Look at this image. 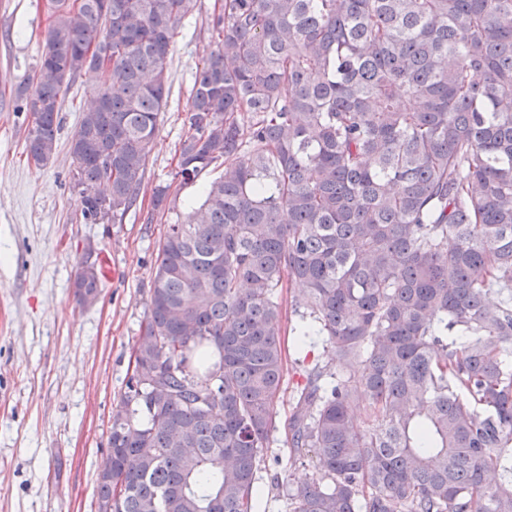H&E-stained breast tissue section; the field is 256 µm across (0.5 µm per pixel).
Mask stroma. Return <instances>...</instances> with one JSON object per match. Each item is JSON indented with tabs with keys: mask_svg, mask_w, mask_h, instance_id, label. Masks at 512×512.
Here are the masks:
<instances>
[{
	"mask_svg": "<svg viewBox=\"0 0 512 512\" xmlns=\"http://www.w3.org/2000/svg\"><path fill=\"white\" fill-rule=\"evenodd\" d=\"M214 8L215 0H196L175 38L168 102L135 206L116 223L83 224L69 186V142L100 76L86 70L65 86L57 151L45 167L28 162L31 114L16 89L40 61L49 19L45 0H0V512H97L112 411L133 370L158 243L172 221L150 219L153 192L170 186L183 205L222 171L211 166L188 185L174 180L195 75L215 48L208 32ZM88 253L109 256L113 272L103 277L98 300L82 305L74 279ZM297 292L294 284L278 291L285 364L279 423L304 372H345L326 342L307 354L294 350ZM258 476L267 512H284L283 488L322 479L311 453L291 456L281 426L269 436Z\"/></svg>",
	"mask_w": 512,
	"mask_h": 512,
	"instance_id": "stroma-1",
	"label": "stroma"
}]
</instances>
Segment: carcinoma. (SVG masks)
<instances>
[{
  "label": "carcinoma",
  "instance_id": "carcinoma-1",
  "mask_svg": "<svg viewBox=\"0 0 512 512\" xmlns=\"http://www.w3.org/2000/svg\"><path fill=\"white\" fill-rule=\"evenodd\" d=\"M194 2L47 0L25 150L51 160L64 83L102 70L69 146L86 224L138 199ZM208 30L175 176L223 172L159 243L98 512H259L286 279L296 350L350 368L297 391L324 482L288 512H512V0H221Z\"/></svg>",
  "mask_w": 512,
  "mask_h": 512
}]
</instances>
